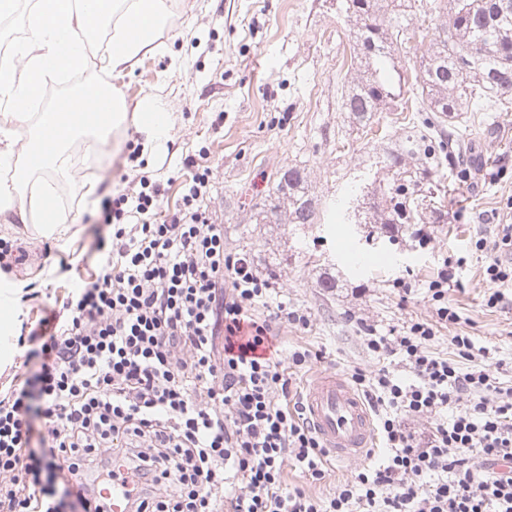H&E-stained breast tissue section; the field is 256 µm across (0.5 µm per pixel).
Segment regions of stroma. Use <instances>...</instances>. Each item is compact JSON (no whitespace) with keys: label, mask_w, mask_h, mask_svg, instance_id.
Masks as SVG:
<instances>
[{"label":"stroma","mask_w":512,"mask_h":512,"mask_svg":"<svg viewBox=\"0 0 512 512\" xmlns=\"http://www.w3.org/2000/svg\"><path fill=\"white\" fill-rule=\"evenodd\" d=\"M168 6V28L131 69L100 70L109 40L104 34L89 47L84 70L65 80L69 90L88 81L119 89L129 106L140 109L154 98L171 100L167 134L148 143L140 167L117 148L145 141L138 124L76 136L68 151L81 153V161L65 173H38L67 219L64 238L41 234L38 223L0 216V237L25 253L10 280L55 291L53 271L62 260L72 263V279L86 276L77 248L91 240L100 204L122 177L164 181L172 207L191 174L187 157L206 151L217 167L208 213L224 227L226 250L248 253L283 300L312 314L309 329H276L282 349L323 353L310 372L299 374V389L319 372L345 376L351 367H370L373 359L362 344L366 330L385 334L416 318L433 319L423 289L444 260L461 256L466 263L448 297L466 320L440 327L433 349L449 355L451 337H471L500 362L501 379H512V286L504 289V307H485L484 256L472 247L478 238L493 239L496 224H512V112L479 113L471 177L447 188L445 223L427 227L431 243L419 245L414 224L397 225L389 238L371 222L370 185L361 183L347 211L335 207L373 157L397 148L405 132L397 112L377 113L374 135L344 112L341 93L356 63L351 25L338 0H168ZM291 164L306 170L316 203L313 223H286L274 208L273 188ZM86 181L95 182L94 196H84ZM346 237L359 253L373 256V264L350 266L342 253ZM328 277L335 278L334 288L321 287Z\"/></svg>","instance_id":"1"}]
</instances>
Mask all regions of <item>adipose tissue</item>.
Returning <instances> with one entry per match:
<instances>
[{
  "label": "adipose tissue",
  "instance_id": "ef3b65f1",
  "mask_svg": "<svg viewBox=\"0 0 512 512\" xmlns=\"http://www.w3.org/2000/svg\"><path fill=\"white\" fill-rule=\"evenodd\" d=\"M112 17V44L101 57L104 68L114 72L133 66L150 50L156 33L167 24L165 0H36L28 19L27 34L15 48L16 64L0 65V96L11 112L0 126V166L10 167L18 151L39 161L40 168L67 171V145L88 125L77 113L55 109L42 113L33 129H26V111L38 98L48 72L78 70L86 63L83 32L95 20ZM129 107L120 94L112 96V111L95 123V131L126 121ZM43 185L30 173L0 184V214L12 212L20 220L34 216L42 201Z\"/></svg>",
  "mask_w": 512,
  "mask_h": 512
}]
</instances>
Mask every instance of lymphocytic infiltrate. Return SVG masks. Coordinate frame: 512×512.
I'll list each match as a JSON object with an SVG mask.
<instances>
[{"instance_id":"f902f5d3","label":"lymphocytic infiltrate","mask_w":512,"mask_h":512,"mask_svg":"<svg viewBox=\"0 0 512 512\" xmlns=\"http://www.w3.org/2000/svg\"><path fill=\"white\" fill-rule=\"evenodd\" d=\"M189 164L179 208L165 210L160 183L127 184L102 202L88 276L22 295L40 315L18 338L33 370L0 391V512H108L116 462L135 483L132 512H512V384L471 337H452V358L432 349L438 325L461 319L452 271L427 284L434 319L364 337L376 365L351 380L379 444L331 485L294 382L321 354L282 355L275 332L311 314L225 249L202 206L214 165L204 151ZM474 246L495 286L484 304L498 307L512 224ZM292 470L327 493L288 487Z\"/></svg>"}]
</instances>
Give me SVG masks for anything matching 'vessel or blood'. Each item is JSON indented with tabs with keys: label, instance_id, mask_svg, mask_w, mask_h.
<instances>
[{
	"label": "vessel or blood",
	"instance_id": "1",
	"mask_svg": "<svg viewBox=\"0 0 512 512\" xmlns=\"http://www.w3.org/2000/svg\"><path fill=\"white\" fill-rule=\"evenodd\" d=\"M301 405L306 422L335 457L356 461L373 447L370 413L344 377L319 374L303 394Z\"/></svg>",
	"mask_w": 512,
	"mask_h": 512
}]
</instances>
